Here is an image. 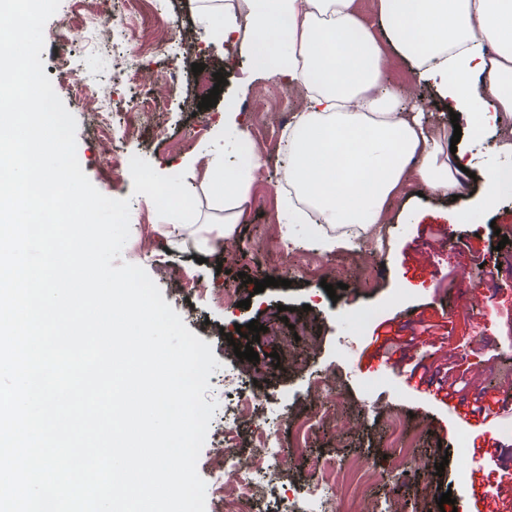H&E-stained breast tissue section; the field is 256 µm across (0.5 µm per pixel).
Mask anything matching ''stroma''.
I'll use <instances>...</instances> for the list:
<instances>
[{"label":"stroma","mask_w":512,"mask_h":512,"mask_svg":"<svg viewBox=\"0 0 512 512\" xmlns=\"http://www.w3.org/2000/svg\"><path fill=\"white\" fill-rule=\"evenodd\" d=\"M127 20L152 28L161 24L186 29L194 40H174L164 54L151 59L112 53L96 34L65 36L63 25L73 20L79 0H61L44 28L45 49L40 58L58 96L78 122L77 158L93 185L104 195L130 201V237L123 257L134 258L179 313L187 328L210 343L218 361L204 397L217 401L214 435L206 440L197 469L211 478L214 452L224 438V373H240L247 390L262 387L270 399L260 425L240 423L236 450L244 454L270 435L287 455L274 485L260 488L247 512H278L288 500L289 487L307 488L318 478L317 461L341 463L345 494L342 512H366L378 499L392 497L397 512H512V404L496 407L474 427H464L447 402L431 396L409 380L414 355L425 365L454 366L465 378L469 393L494 392L490 382L502 357L498 338L501 324L496 308H512V242L501 244L497 229L512 225V191L476 224H454L452 211L481 189V177L512 165V155L495 151L500 137L512 138V126L488 132L483 140L461 136L457 147L474 162L476 181L458 200L427 193L416 180H407L387 205L383 224H292L279 221L288 193L279 185L285 159L284 139L292 114L305 100L299 87L273 80H256L240 94L239 80L253 64L250 54L226 58L224 47L207 32L196 0H121ZM204 64L207 73H223V96H238L244 114L246 140L263 165L252 174L244 219L223 246L206 252L197 263L192 243L173 249L159 236L155 224L162 209L151 190L177 180L193 204L181 208L179 223L192 224L198 213L223 218L202 182L206 162L224 153V107L200 110L192 78L169 97L160 121L136 112L134 91L122 81L130 67H149L156 73ZM108 82L109 119L99 124L81 98L76 74ZM390 83L402 86L407 100L422 102L429 123L453 134L454 127L434 89L419 83L400 58L387 70ZM131 156L138 173L113 180L108 152ZM344 240L332 252L316 249L313 234ZM483 268L481 287L467 279ZM289 280V287L255 292L254 280ZM202 278L212 292L235 291L249 308L226 307L210 295L182 289L188 278ZM344 283L337 298L325 284ZM288 314H281V307ZM373 310L372 319L357 325L354 310ZM413 321H405V314ZM267 325L280 321V342L248 344L228 333L250 321ZM481 344L470 345L474 329ZM252 346L263 367L252 374L235 347ZM333 374V396L327 404L334 418L318 423L312 401L313 379ZM316 423L313 435H303L302 422ZM496 445L494 458L472 463L468 450L482 443ZM420 459L425 466L414 480L399 483L390 472L394 460ZM453 500L440 504L442 493Z\"/></svg>","instance_id":"obj_1"}]
</instances>
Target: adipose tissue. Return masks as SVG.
Masks as SVG:
<instances>
[{"instance_id":"1","label":"adipose tissue","mask_w":512,"mask_h":512,"mask_svg":"<svg viewBox=\"0 0 512 512\" xmlns=\"http://www.w3.org/2000/svg\"><path fill=\"white\" fill-rule=\"evenodd\" d=\"M395 55L418 80L435 85L446 110L465 115L471 134L512 121V0H379ZM252 37L255 70L306 91L288 132L284 173L297 197L292 224H380L399 185L417 178L432 194L453 196L467 184L463 153L445 134L401 107V87L387 79V59L357 19L354 0H225L224 23L213 40L235 47ZM248 169L224 170L210 159L203 180L224 193L220 224H160L172 244L209 245L229 238L245 215ZM512 178L493 172L454 223H477Z\"/></svg>"}]
</instances>
